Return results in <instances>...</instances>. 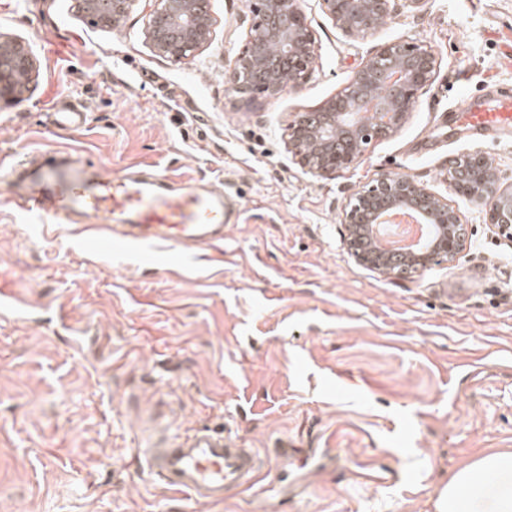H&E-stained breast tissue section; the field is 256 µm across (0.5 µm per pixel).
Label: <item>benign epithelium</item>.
Instances as JSON below:
<instances>
[{"instance_id": "1", "label": "benign epithelium", "mask_w": 512, "mask_h": 512, "mask_svg": "<svg viewBox=\"0 0 512 512\" xmlns=\"http://www.w3.org/2000/svg\"><path fill=\"white\" fill-rule=\"evenodd\" d=\"M136 0H84L86 14L100 24L118 22ZM147 38L155 54L174 63L192 60L209 41L213 21L204 0H144ZM336 27L351 38L377 31L392 16L396 0H321ZM256 20L245 35L227 80L239 94L259 93L276 99L298 92L307 83L316 58L314 37L300 0H256ZM434 53L420 44L392 41L375 49L352 81L317 112L303 113L290 126L288 153L309 173L331 179L357 165L367 146L395 135L404 125L418 94L437 73ZM34 59L23 45L0 55V102L17 103L32 79ZM479 170L477 182L457 177L460 164ZM448 191L480 202L488 201L485 223L500 232L512 228V186L501 185L492 158L481 153L457 157L448 168ZM393 211H406L433 232L406 262L418 272L464 249L457 231L458 209L408 176L381 173L353 192L342 213L345 241L355 260L389 275V255L355 249L353 241L371 234L372 226L387 223Z\"/></svg>"}]
</instances>
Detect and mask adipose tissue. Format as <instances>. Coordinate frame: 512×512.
<instances>
[{
    "label": "adipose tissue",
    "instance_id": "ef3b65f1",
    "mask_svg": "<svg viewBox=\"0 0 512 512\" xmlns=\"http://www.w3.org/2000/svg\"><path fill=\"white\" fill-rule=\"evenodd\" d=\"M435 512H512V452L491 451L456 471Z\"/></svg>",
    "mask_w": 512,
    "mask_h": 512
}]
</instances>
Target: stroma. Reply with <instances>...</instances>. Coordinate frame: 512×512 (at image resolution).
Wrapping results in <instances>:
<instances>
[{
    "label": "stroma",
    "instance_id": "35a3bbf8",
    "mask_svg": "<svg viewBox=\"0 0 512 512\" xmlns=\"http://www.w3.org/2000/svg\"><path fill=\"white\" fill-rule=\"evenodd\" d=\"M254 3L209 0L210 41L175 64L152 51L141 0L109 28L76 0H0V37L35 60L22 101L0 108V285L20 299L0 308V512H435L459 467L512 450V239L456 196L460 257L387 277L352 258L342 223L383 172L442 194L450 161L481 151L512 183V138L448 123L487 85L512 88V0L400 5L361 38L302 0L311 78L245 104L225 75ZM401 40L438 61L403 127L335 178L306 172L290 125ZM54 95L83 100L85 129L49 125ZM48 149L112 174L150 165L212 181L241 217L222 246L179 257L38 236L2 173ZM158 424L229 432L260 456L258 485L219 504L166 490L138 454ZM366 466L392 477L358 482Z\"/></svg>",
    "mask_w": 512,
    "mask_h": 512
}]
</instances>
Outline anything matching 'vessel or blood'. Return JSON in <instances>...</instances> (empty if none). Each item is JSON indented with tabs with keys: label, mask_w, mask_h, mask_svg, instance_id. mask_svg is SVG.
<instances>
[{
	"label": "vessel or blood",
	"mask_w": 512,
	"mask_h": 512,
	"mask_svg": "<svg viewBox=\"0 0 512 512\" xmlns=\"http://www.w3.org/2000/svg\"><path fill=\"white\" fill-rule=\"evenodd\" d=\"M49 109L54 129L75 131L88 124V112L74 98H52ZM450 120L475 136L510 137L512 90L496 88L483 100H467ZM8 176L15 206L46 218L43 232L68 226L80 238L106 246L214 248L223 245L225 226L241 214L237 197L212 183L175 180L147 167L103 173L66 150L16 162ZM143 455L161 485L195 502H221L227 492L255 484L261 470L253 449L208 427L182 437L165 430L153 434Z\"/></svg>",
	"instance_id": "b4317fda"
}]
</instances>
